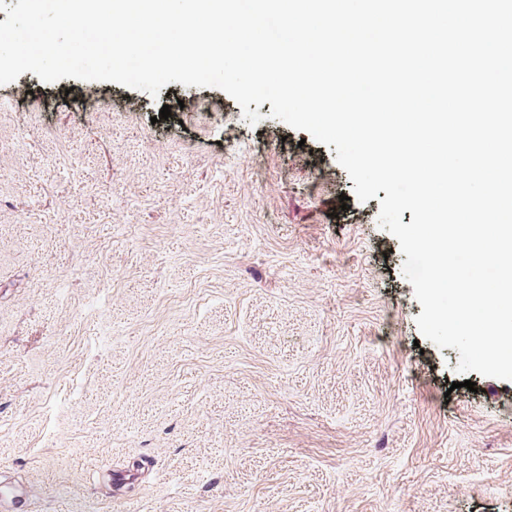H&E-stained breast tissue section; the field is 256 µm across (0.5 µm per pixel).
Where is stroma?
<instances>
[{"label": "stroma", "mask_w": 512, "mask_h": 512, "mask_svg": "<svg viewBox=\"0 0 512 512\" xmlns=\"http://www.w3.org/2000/svg\"><path fill=\"white\" fill-rule=\"evenodd\" d=\"M271 110L0 85L16 512H512V382L461 387L379 199Z\"/></svg>", "instance_id": "35a3bbf8"}]
</instances>
